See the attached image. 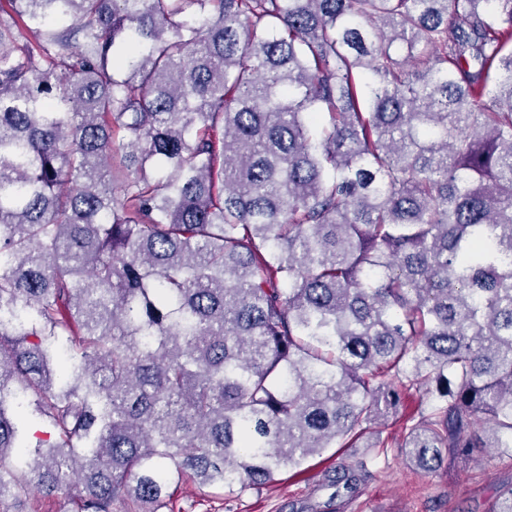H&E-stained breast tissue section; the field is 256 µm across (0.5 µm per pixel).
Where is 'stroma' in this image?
I'll use <instances>...</instances> for the list:
<instances>
[{
  "label": "stroma",
  "instance_id": "35a3bbf8",
  "mask_svg": "<svg viewBox=\"0 0 512 512\" xmlns=\"http://www.w3.org/2000/svg\"><path fill=\"white\" fill-rule=\"evenodd\" d=\"M336 459L322 455L304 471L232 496L186 480L161 512H490L499 492L512 485V460L492 451L425 475L391 448L367 460L370 476L354 496L336 499L324 484Z\"/></svg>",
  "mask_w": 512,
  "mask_h": 512
}]
</instances>
